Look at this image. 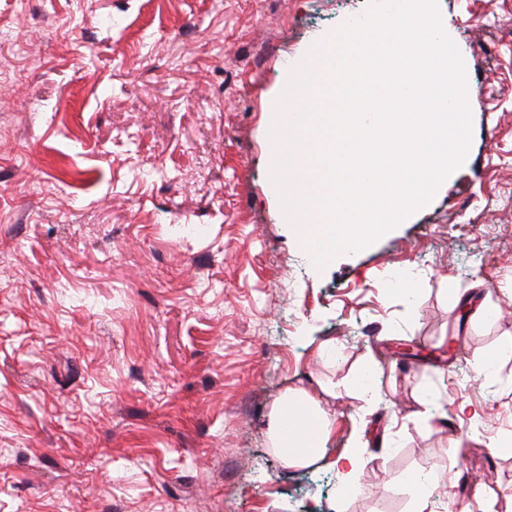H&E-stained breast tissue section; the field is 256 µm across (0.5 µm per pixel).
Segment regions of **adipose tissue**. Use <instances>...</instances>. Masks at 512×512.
<instances>
[{
    "label": "adipose tissue",
    "instance_id": "1",
    "mask_svg": "<svg viewBox=\"0 0 512 512\" xmlns=\"http://www.w3.org/2000/svg\"><path fill=\"white\" fill-rule=\"evenodd\" d=\"M335 389L320 387L314 392H284L269 412L272 447L288 468L315 463L336 430V412L330 401ZM291 417V427H283V417Z\"/></svg>",
    "mask_w": 512,
    "mask_h": 512
}]
</instances>
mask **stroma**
I'll return each mask as SVG.
<instances>
[{
    "label": "stroma",
    "instance_id": "stroma-1",
    "mask_svg": "<svg viewBox=\"0 0 512 512\" xmlns=\"http://www.w3.org/2000/svg\"><path fill=\"white\" fill-rule=\"evenodd\" d=\"M371 4L0 0V512H460L463 475L512 512V0H438L472 133L409 223L319 269L270 179L293 70ZM319 381L336 431L284 469L270 408ZM361 448L353 441L350 448H346L342 456L336 461L339 472L346 482H353L355 474L361 466Z\"/></svg>",
    "mask_w": 512,
    "mask_h": 512
}]
</instances>
